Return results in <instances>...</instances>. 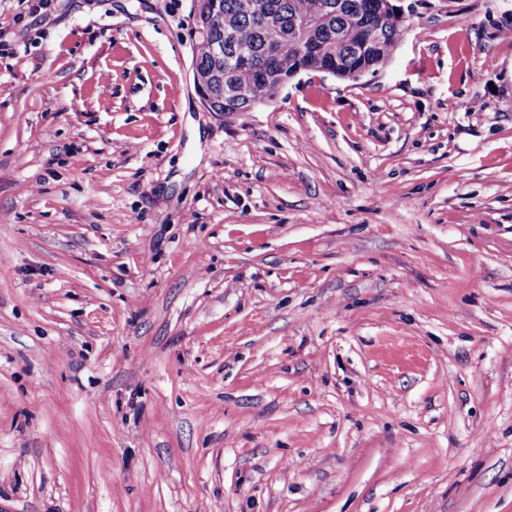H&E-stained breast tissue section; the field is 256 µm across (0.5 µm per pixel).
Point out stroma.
I'll use <instances>...</instances> for the list:
<instances>
[{"mask_svg": "<svg viewBox=\"0 0 512 512\" xmlns=\"http://www.w3.org/2000/svg\"><path fill=\"white\" fill-rule=\"evenodd\" d=\"M0 0V512H512V0H399L247 112L193 0Z\"/></svg>", "mask_w": 512, "mask_h": 512, "instance_id": "1", "label": "stroma"}]
</instances>
